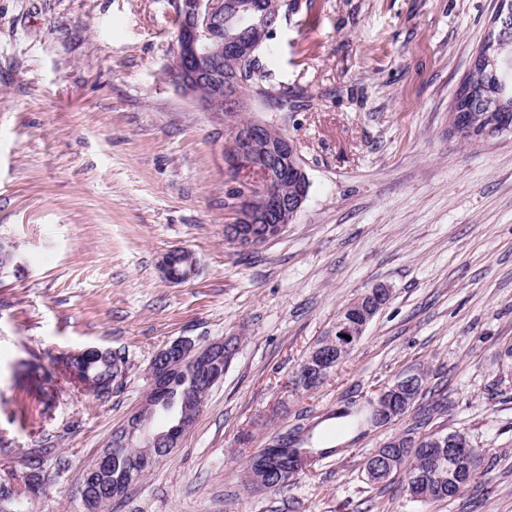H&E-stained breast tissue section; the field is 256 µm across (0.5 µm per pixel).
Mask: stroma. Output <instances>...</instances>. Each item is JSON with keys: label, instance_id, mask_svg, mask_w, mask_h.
<instances>
[{"label": "stroma", "instance_id": "35a3bbf8", "mask_svg": "<svg viewBox=\"0 0 512 512\" xmlns=\"http://www.w3.org/2000/svg\"><path fill=\"white\" fill-rule=\"evenodd\" d=\"M497 0H299L268 51L267 80L304 88L295 112L243 115L294 140L309 178L286 231L228 244L225 126L168 81L175 0H0V238L20 272L0 278V465L44 449L26 512H85L82 472L147 388L172 340L240 339L180 447L110 512H512V135L461 143L448 112ZM191 249L193 279L160 275ZM392 290L360 344L315 391L292 371L339 311ZM124 351L123 387L99 397L54 362ZM418 409L357 434L331 415L411 370ZM318 425L339 450L273 492L241 486L247 455ZM413 430L463 434L485 474L420 502L404 474L363 464ZM157 267L164 279L180 284L190 280L198 272L199 260L193 251L176 248L164 253Z\"/></svg>", "mask_w": 512, "mask_h": 512}]
</instances>
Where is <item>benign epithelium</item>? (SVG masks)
<instances>
[{
	"instance_id": "7a95c632",
	"label": "benign epithelium",
	"mask_w": 512,
	"mask_h": 512,
	"mask_svg": "<svg viewBox=\"0 0 512 512\" xmlns=\"http://www.w3.org/2000/svg\"><path fill=\"white\" fill-rule=\"evenodd\" d=\"M236 14L245 20L244 33L224 34V0H176V11L180 17L173 56L167 65V75L171 84L184 97L192 100L204 112H211L224 119L227 111L244 107L253 97L244 79H238L224 86V95L214 93L202 95L201 87L212 82L222 68L223 56L253 58L257 47L275 28L279 15L270 12L261 0L235 6ZM512 0H500L490 31L473 62H491L504 57V50L512 43ZM266 123L258 120L247 126L235 127L231 135L239 138V151L226 157L230 169L238 173L245 169L253 178L241 181L246 190L233 206V224L239 228L233 245L247 247L259 242L254 234L255 225L261 224L263 236L269 238L281 234L296 217L307 198L308 177L302 165L298 164L295 143L290 137L282 136L281 144L273 147L267 143ZM296 177L297 191L289 196L277 190L278 183L288 178V173ZM18 265V253L9 241L0 242V275ZM162 277L180 284L190 280L198 272L199 260L187 248H176L164 253L157 264ZM388 287L378 284L366 291L347 308L356 316L336 322L328 333V346L331 350L324 354L325 367L321 378H329L336 369L337 358L354 350L361 342L364 328L386 305ZM350 339H345V336ZM226 339L200 342L189 337H180L166 344L153 357L150 363L148 392L154 402L169 415L167 424L156 425L150 417L134 411L137 421L124 424L125 444L134 447L141 441L162 442L171 452L181 444L186 435L182 419L178 418L172 405L168 403L167 392L170 379L184 365L190 364L200 370L202 376L215 382L224 378V367L217 363V353L224 349ZM405 387H385L371 398L374 412L372 424L382 427L396 421L410 407L418 388L417 380L411 376L402 379ZM441 448H448V457L470 461V443L461 435L447 439L433 440ZM317 456L303 453L291 463V475L295 476L311 469Z\"/></svg>"
}]
</instances>
